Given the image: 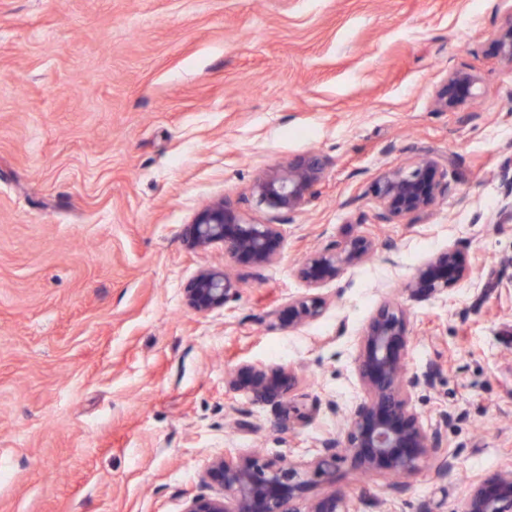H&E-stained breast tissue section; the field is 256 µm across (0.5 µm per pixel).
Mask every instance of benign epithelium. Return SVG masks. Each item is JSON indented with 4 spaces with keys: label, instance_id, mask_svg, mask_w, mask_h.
<instances>
[{
    "label": "benign epithelium",
    "instance_id": "7a95c632",
    "mask_svg": "<svg viewBox=\"0 0 512 512\" xmlns=\"http://www.w3.org/2000/svg\"><path fill=\"white\" fill-rule=\"evenodd\" d=\"M496 50L512 62V23L502 30ZM477 83L478 77L470 71H451L436 89L435 105L446 110L458 108L475 96ZM327 166L320 154L304 155L260 174L251 186V195L267 208L288 215L302 207ZM371 193L377 202L374 223L396 224L431 209L448 193V183L437 161L420 159L409 167L386 172L373 183ZM183 236L196 251L220 244L235 262L255 269L274 263L283 242L281 225L246 222L222 199L203 208L185 225ZM376 251L372 238L358 235L337 244L333 251L306 257L299 275L312 293L289 301L276 315L277 320L298 329L318 319L326 299L317 290L338 280L345 267L367 260ZM467 274L460 252L448 248L419 267L406 288L415 297H428L456 286ZM236 292V282L223 268L201 270L184 288L186 303L201 314L224 308ZM409 336L406 312L389 301L380 304L363 329L356 358L365 398L347 412L343 438L320 440L309 458L298 461L270 458L260 452L236 460L214 458L201 482L219 493L190 498L182 512H361V497L334 493L311 501L305 498L317 482L333 477L340 462L370 475L410 477L434 459L442 474L452 473L456 453L445 448L441 429L424 427L412 407V391L430 385L433 369L406 375ZM295 381V375L283 367L247 362L229 374L228 386L247 391L257 404L279 406L278 426L286 430L297 416L285 401ZM460 512H512V467L474 481Z\"/></svg>",
    "mask_w": 512,
    "mask_h": 512
}]
</instances>
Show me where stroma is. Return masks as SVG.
<instances>
[{"instance_id": "1", "label": "stroma", "mask_w": 512, "mask_h": 512, "mask_svg": "<svg viewBox=\"0 0 512 512\" xmlns=\"http://www.w3.org/2000/svg\"><path fill=\"white\" fill-rule=\"evenodd\" d=\"M511 18L512 0H0V512H182L224 452L338 436L329 404L362 400L361 332L387 300L408 372L434 370L413 407L447 418L457 468L398 482L341 464L308 498L366 487L362 512H459L472 478L512 464V63L495 52ZM464 66L475 99L435 108ZM311 151L328 167L300 210L252 197ZM421 158L447 165V196L374 223L371 185ZM220 199L281 224L276 263L187 246ZM359 234L378 250L323 287V315L276 326L307 292L302 261ZM449 247L467 280L411 296ZM209 267L238 292L201 316L183 291ZM246 361L295 373L290 430L227 388Z\"/></svg>"}]
</instances>
